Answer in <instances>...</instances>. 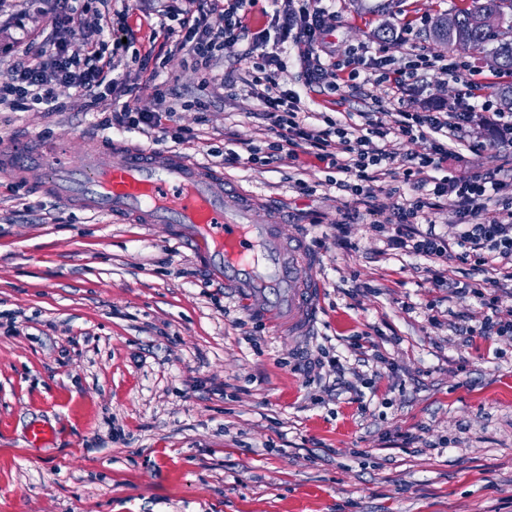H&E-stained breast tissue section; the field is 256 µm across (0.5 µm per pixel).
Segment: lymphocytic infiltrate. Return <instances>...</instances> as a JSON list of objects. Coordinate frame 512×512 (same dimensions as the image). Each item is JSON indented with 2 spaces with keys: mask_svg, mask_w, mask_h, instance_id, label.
Returning a JSON list of instances; mask_svg holds the SVG:
<instances>
[{
  "mask_svg": "<svg viewBox=\"0 0 512 512\" xmlns=\"http://www.w3.org/2000/svg\"><path fill=\"white\" fill-rule=\"evenodd\" d=\"M72 2L51 0L50 29L28 43L8 76L0 80V104L13 98L55 107L53 85L57 82L69 84L95 100L111 90L109 70L96 44L89 43L74 51L59 36L69 19ZM251 3L252 0H183L179 10L180 45L193 56L200 69L210 68L225 43L244 38V13ZM323 15L322 0H311L310 6L301 8L295 7L294 0H284L283 9L277 11L274 19L275 39H268L262 32L253 38V47L262 48L266 44L271 47L263 55L265 64L259 75L249 82L251 95L264 107L259 117L265 121L267 131L275 136L268 144L263 163H274L284 146L304 141L329 168L352 177V194L368 203L375 199L378 183L384 176H402L419 194L397 205L395 232L388 239L389 246L433 263L451 258L469 265L481 277L480 282L469 286V293L480 305L493 309L494 314L480 324L458 326V334L467 338L511 336L512 308L497 310V300L490 292L493 282L485 274L490 269L512 270V204L503 201L500 208L490 206L491 201L512 189V181L500 178L495 169L470 177L451 173L440 178L436 172L448 161L447 139L474 124L487 126L501 142L512 144V112L496 110L487 101L478 105L463 101L445 112L397 110L390 127L370 118L362 125L348 128L332 120L319 130L302 126L298 117L299 94L281 89L276 80L282 65L283 44L291 41L303 45L305 58L311 59L304 82L308 88L324 83L333 90H342L350 80L356 79L363 63L356 51L341 48L329 40L322 26ZM48 53L53 56L49 64L44 61ZM112 122L139 129L156 146L166 139L181 137L180 131L169 126L164 112L128 108L113 113ZM427 130L445 135L446 140L433 142L432 151L426 156L416 160L403 157L392 146L394 140ZM424 189L429 190V197L451 198L456 222L463 227L456 243L416 230L417 218L429 206V197L420 195Z\"/></svg>",
  "mask_w": 512,
  "mask_h": 512,
  "instance_id": "lymphocytic-infiltrate-1",
  "label": "lymphocytic infiltrate"
}]
</instances>
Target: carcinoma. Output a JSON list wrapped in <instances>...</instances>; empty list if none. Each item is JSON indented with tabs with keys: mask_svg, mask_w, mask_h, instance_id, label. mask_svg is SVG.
<instances>
[{
	"mask_svg": "<svg viewBox=\"0 0 512 512\" xmlns=\"http://www.w3.org/2000/svg\"><path fill=\"white\" fill-rule=\"evenodd\" d=\"M484 10H494L500 15L503 27L498 32L471 27V17ZM454 16L456 28L448 34V47L471 53L488 50L498 58L499 68L512 71V0H478L476 8L458 9Z\"/></svg>",
	"mask_w": 512,
	"mask_h": 512,
	"instance_id": "cac0c4a2",
	"label": "carcinoma"
}]
</instances>
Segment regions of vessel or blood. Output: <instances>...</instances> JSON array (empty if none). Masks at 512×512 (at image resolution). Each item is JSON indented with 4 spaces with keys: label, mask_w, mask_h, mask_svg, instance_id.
<instances>
[{
    "label": "vessel or blood",
    "mask_w": 512,
    "mask_h": 512,
    "mask_svg": "<svg viewBox=\"0 0 512 512\" xmlns=\"http://www.w3.org/2000/svg\"><path fill=\"white\" fill-rule=\"evenodd\" d=\"M0 171L33 180L39 192L66 205L174 229L251 316L281 334H309L323 293L317 255L303 234L284 237L252 194L226 189L203 163L164 148L89 138L77 154L65 139L17 143L0 155Z\"/></svg>",
    "instance_id": "vessel-or-blood-1"
}]
</instances>
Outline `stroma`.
Returning <instances> with one entry per match:
<instances>
[{
  "instance_id": "obj_1",
  "label": "stroma",
  "mask_w": 512,
  "mask_h": 512,
  "mask_svg": "<svg viewBox=\"0 0 512 512\" xmlns=\"http://www.w3.org/2000/svg\"><path fill=\"white\" fill-rule=\"evenodd\" d=\"M472 5L329 0L323 21L334 42L398 66L414 48L447 57L431 20ZM102 15L113 26L99 37L112 92L95 104L61 84V111L0 105V151L65 133L75 152L84 136L143 147L146 136L107 118L128 105L171 111L183 137L167 148L286 215L284 234L306 233L320 313L309 336L275 334L167 228L72 210L0 175V512H512V337L462 342L461 318L483 315L471 294L447 288L469 282L465 266L388 249L371 229L411 188L379 193L372 216L330 183L307 144L253 161L270 141L243 85L260 52L243 40L198 70L163 0H77L64 32L73 47ZM50 19L47 0H0V76ZM281 58L277 81L299 91L315 128L328 117L361 123L364 91L388 124L398 105L444 112L512 85L511 71L478 55L465 90L435 70L401 87L378 83L366 65L358 89L339 95L303 88L297 45ZM482 139L477 150L469 136L455 140L449 168L512 170V146L487 129ZM300 179L316 191H300ZM35 425L54 437L32 441Z\"/></svg>"
}]
</instances>
